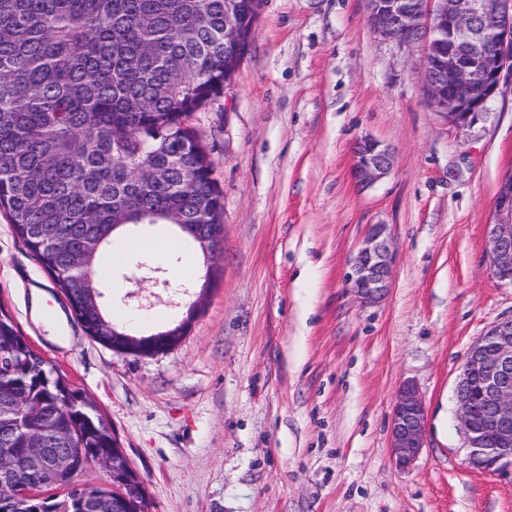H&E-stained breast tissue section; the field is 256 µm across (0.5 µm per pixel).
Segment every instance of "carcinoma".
<instances>
[{
  "label": "carcinoma",
  "instance_id": "cac0c4a2",
  "mask_svg": "<svg viewBox=\"0 0 512 512\" xmlns=\"http://www.w3.org/2000/svg\"><path fill=\"white\" fill-rule=\"evenodd\" d=\"M224 92V0H0V211L96 342L129 333L103 306L97 262L116 231L177 225L189 241L224 223V199L205 150L180 118ZM164 171L156 187L134 174ZM181 324L147 335L138 351L169 347ZM0 448L36 441L82 460L57 474L62 491L96 459L121 455L99 407L37 352L0 307ZM15 487L42 484L22 454ZM107 486L84 485L85 511L64 495L45 512H112ZM129 512L145 504L122 482Z\"/></svg>",
  "mask_w": 512,
  "mask_h": 512
}]
</instances>
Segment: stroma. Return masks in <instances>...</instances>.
Here are the masks:
<instances>
[{"label": "stroma", "mask_w": 512, "mask_h": 512, "mask_svg": "<svg viewBox=\"0 0 512 512\" xmlns=\"http://www.w3.org/2000/svg\"><path fill=\"white\" fill-rule=\"evenodd\" d=\"M421 55L374 32L365 0H263L232 83L186 119L224 198L219 277L126 325L189 320L166 353L95 342L0 215V306L101 409L150 512H512V467L469 464L455 402L469 349L512 316L486 240L512 77L462 129L424 97ZM363 137L393 151L369 186L352 176ZM369 224L395 260L365 306L348 275ZM407 381L427 421L401 470L389 424Z\"/></svg>", "instance_id": "35a3bbf8"}]
</instances>
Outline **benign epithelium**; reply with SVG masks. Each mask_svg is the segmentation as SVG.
I'll use <instances>...</instances> for the list:
<instances>
[{"label": "benign epithelium", "instance_id": "benign-epithelium-1", "mask_svg": "<svg viewBox=\"0 0 512 512\" xmlns=\"http://www.w3.org/2000/svg\"><path fill=\"white\" fill-rule=\"evenodd\" d=\"M378 34L404 43L423 40L422 90L448 122L467 127L512 74V0H366ZM260 0H224V63L243 47V17L259 14ZM393 164L391 148L365 137L355 143L353 175L369 185ZM224 225L197 242L214 259ZM491 267L512 286V172L499 183L494 215L486 225ZM394 253L386 224H369L351 263L349 282L360 302L373 304L391 287ZM457 414L469 463L485 471L512 465V318L494 323L468 351L455 386ZM426 406L418 388L405 383L394 404L390 435L396 464L413 465L425 445ZM29 462L52 482L74 467L48 448H26Z\"/></svg>", "mask_w": 512, "mask_h": 512}]
</instances>
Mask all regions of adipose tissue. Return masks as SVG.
Segmentation results:
<instances>
[{"mask_svg": "<svg viewBox=\"0 0 512 512\" xmlns=\"http://www.w3.org/2000/svg\"><path fill=\"white\" fill-rule=\"evenodd\" d=\"M135 252L171 260L172 279L178 286L192 280L200 271L198 254L181 250L174 241L168 238L154 236L124 238L120 236L113 241L110 253L101 261L106 275H116L130 254Z\"/></svg>", "mask_w": 512, "mask_h": 512, "instance_id": "obj_1", "label": "adipose tissue"}]
</instances>
